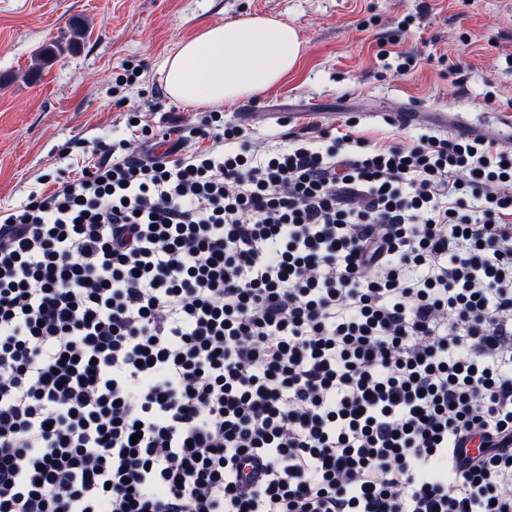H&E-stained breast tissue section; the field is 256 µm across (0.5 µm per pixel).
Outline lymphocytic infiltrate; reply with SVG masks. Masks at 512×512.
Here are the masks:
<instances>
[{"label": "lymphocytic infiltrate", "instance_id": "f902f5d3", "mask_svg": "<svg viewBox=\"0 0 512 512\" xmlns=\"http://www.w3.org/2000/svg\"><path fill=\"white\" fill-rule=\"evenodd\" d=\"M344 139L0 208V512H512V151Z\"/></svg>", "mask_w": 512, "mask_h": 512}]
</instances>
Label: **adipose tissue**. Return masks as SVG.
<instances>
[{
	"mask_svg": "<svg viewBox=\"0 0 512 512\" xmlns=\"http://www.w3.org/2000/svg\"><path fill=\"white\" fill-rule=\"evenodd\" d=\"M302 47L297 29L275 17L248 14L209 25L166 59L165 91L187 107L232 106L284 81Z\"/></svg>",
	"mask_w": 512,
	"mask_h": 512,
	"instance_id": "1",
	"label": "adipose tissue"
}]
</instances>
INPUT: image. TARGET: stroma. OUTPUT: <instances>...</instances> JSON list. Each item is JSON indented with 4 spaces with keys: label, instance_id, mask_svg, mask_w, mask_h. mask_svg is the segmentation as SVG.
<instances>
[{
    "label": "stroma",
    "instance_id": "1",
    "mask_svg": "<svg viewBox=\"0 0 512 512\" xmlns=\"http://www.w3.org/2000/svg\"><path fill=\"white\" fill-rule=\"evenodd\" d=\"M247 13L282 17L304 43L286 80L224 110L255 152L285 134L331 147L349 119L379 147L479 133L512 149V0H0V207L68 179L92 146L139 148L129 114L155 130L198 122L167 96L163 64L202 27ZM78 29L74 49L40 60ZM389 40L395 53L380 56ZM400 51L417 61L404 75Z\"/></svg>",
    "mask_w": 512,
    "mask_h": 512
}]
</instances>
